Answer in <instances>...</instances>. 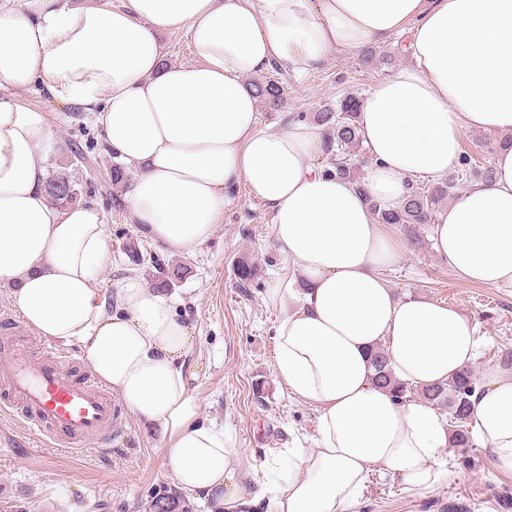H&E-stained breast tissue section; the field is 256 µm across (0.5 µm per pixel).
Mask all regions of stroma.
I'll return each instance as SVG.
<instances>
[{"label": "stroma", "mask_w": 512, "mask_h": 512, "mask_svg": "<svg viewBox=\"0 0 512 512\" xmlns=\"http://www.w3.org/2000/svg\"><path fill=\"white\" fill-rule=\"evenodd\" d=\"M372 63L363 51H329L301 74L267 69L265 77L284 82L283 108L259 112V127L278 132L302 112L335 106L352 93L363 97L402 68L411 66L407 34L375 48ZM21 103L47 112L52 130L50 164L68 163L83 183L87 199L104 211L110 258L94 286L117 300L123 280L136 273L122 250L132 236L141 251L186 268L174 289L194 336L187 363V389L201 420L222 426L238 452L237 481L260 497L256 512H274L275 484L293 452L310 451L319 437L316 406L289 395L276 380L274 347L281 310L268 302L270 288L286 272L275 249L271 215L246 184L229 194L214 234L190 252L156 245L128 220L125 191L97 179L112 163L96 115L80 111L45 89L20 91ZM81 143L89 164L73 162L72 143ZM258 263V284L236 286L234 263ZM383 276L397 297L422 296L459 309L476 323L481 346L472 368L476 377L501 366L512 351V288H488L457 279L431 246L404 248ZM112 451L58 447L29 427L0 395V512H149L156 488H174L166 464L169 437L162 427L116 406ZM448 474L432 489L405 490L390 477L371 471L353 512H512V472L492 468L483 448L470 464L447 450Z\"/></svg>", "instance_id": "stroma-1"}]
</instances>
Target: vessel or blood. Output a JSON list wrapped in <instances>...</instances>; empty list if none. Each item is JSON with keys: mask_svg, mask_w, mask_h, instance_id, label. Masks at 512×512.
Wrapping results in <instances>:
<instances>
[{"mask_svg": "<svg viewBox=\"0 0 512 512\" xmlns=\"http://www.w3.org/2000/svg\"><path fill=\"white\" fill-rule=\"evenodd\" d=\"M21 348L17 340L0 347V381L8 385L23 418L64 448L111 446L115 404L94 376H74L55 357H22Z\"/></svg>", "mask_w": 512, "mask_h": 512, "instance_id": "1", "label": "vessel or blood"}]
</instances>
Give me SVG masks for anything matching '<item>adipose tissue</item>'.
Wrapping results in <instances>:
<instances>
[{
  "mask_svg": "<svg viewBox=\"0 0 512 512\" xmlns=\"http://www.w3.org/2000/svg\"><path fill=\"white\" fill-rule=\"evenodd\" d=\"M410 27L412 66L360 102L370 155L361 183L325 173L322 128L258 126L249 78L293 71L330 50L387 44ZM186 33L193 62L165 64L161 35ZM42 86L99 114L114 157L136 170L131 223L189 251L209 239L228 192L246 183L272 214L273 238L296 286L272 288L283 316L274 371L319 410L318 446L290 464L275 512H352L378 468L421 491L447 471L448 432L425 403H398L373 382L384 348L399 381L431 386L474 360V323L424 297L396 298L381 276L398 254L370 208L411 178L446 175L460 133H512V0H21L0 9V288L37 335L83 345L96 376L140 420L169 436L179 490L213 512H252L234 485L237 453L199 419L186 386L191 327L168 293L127 277L117 305L92 283L109 260L104 214L61 207L46 191L51 125L21 104ZM432 246L461 281L512 287V147L492 181L472 183L435 217ZM476 438L512 470V376L496 369L470 399Z\"/></svg>",
  "mask_w": 512,
  "mask_h": 512,
  "instance_id": "obj_1",
  "label": "adipose tissue"
}]
</instances>
